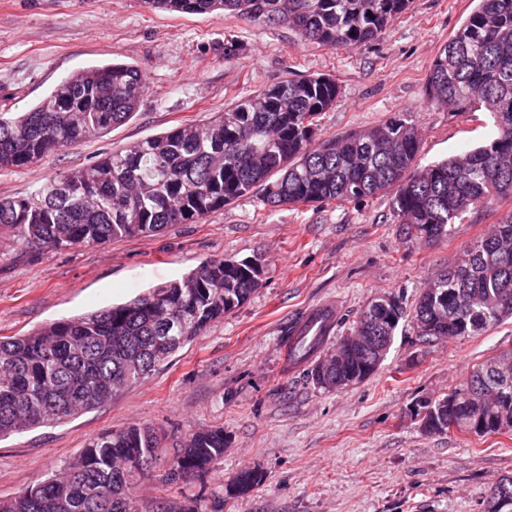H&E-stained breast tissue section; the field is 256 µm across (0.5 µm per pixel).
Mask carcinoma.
Segmentation results:
<instances>
[{
  "label": "carcinoma",
  "instance_id": "carcinoma-1",
  "mask_svg": "<svg viewBox=\"0 0 512 512\" xmlns=\"http://www.w3.org/2000/svg\"><path fill=\"white\" fill-rule=\"evenodd\" d=\"M186 14L217 10L286 25L302 40L336 49L366 45L409 0H145ZM457 32L430 67L428 98L461 111L490 114L496 132L482 145L427 166L416 164L422 138L403 113L333 139L317 137L318 116L336 105L340 87L326 74L284 78L242 97L205 122L180 125L133 142L88 168L64 171L21 197L0 199V229L22 248L58 250L152 236L168 224H192L256 187L270 207L317 202L338 205L391 195L405 238H447L465 215L512 198V0H474ZM145 93L139 69L111 62L64 77L29 111L0 113V169L34 166L46 154L108 133L128 121ZM470 269L435 275L411 315L418 336L469 337L512 317V211L466 250ZM261 260L211 259L179 279L126 303L49 323L24 336L0 338V437L76 416L144 379L187 342L262 287ZM404 316L394 299L377 296L349 335L381 336V356ZM309 364L324 390L360 383L376 369L349 350L321 373L314 347L287 345ZM454 391L451 418L478 437L505 432L512 420V353L491 358ZM160 438L131 425L90 439L78 456L25 496L0 500V512H132L134 483L158 460ZM224 430L188 435L161 482L206 473L224 456ZM264 480L254 469L232 482L236 496ZM512 497V477L491 492Z\"/></svg>",
  "mask_w": 512,
  "mask_h": 512
}]
</instances>
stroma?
<instances>
[{
	"instance_id": "obj_1",
	"label": "stroma",
	"mask_w": 512,
	"mask_h": 512,
	"mask_svg": "<svg viewBox=\"0 0 512 512\" xmlns=\"http://www.w3.org/2000/svg\"><path fill=\"white\" fill-rule=\"evenodd\" d=\"M472 8V0H410L377 41L336 50L304 43L288 26L221 11L170 12L144 0H0V112L27 111L63 77L108 60L135 65L146 85L135 115L107 135L32 168L0 170V198L312 73L331 75L341 89L319 117L322 138L403 112L423 135L421 164L444 159L495 133L487 113L428 99L431 62ZM510 210L512 199L469 214L448 239L425 244L403 240L386 195L272 208L256 189L202 222L99 246L22 249L0 231V338L126 302L210 259L266 264L249 301L147 378L87 413L0 438V498L55 475L90 438L138 424L158 432L165 459L198 429H223L227 444L214 468L188 481L140 479L135 512H485L490 488L512 476V433L431 434L421 418L425 402L512 349V320L425 344L403 319L379 369L333 391L314 385L305 368L286 367L284 341L302 312L331 297L340 335L374 296L412 307L438 270ZM244 469L265 479L239 498L231 482Z\"/></svg>"
}]
</instances>
